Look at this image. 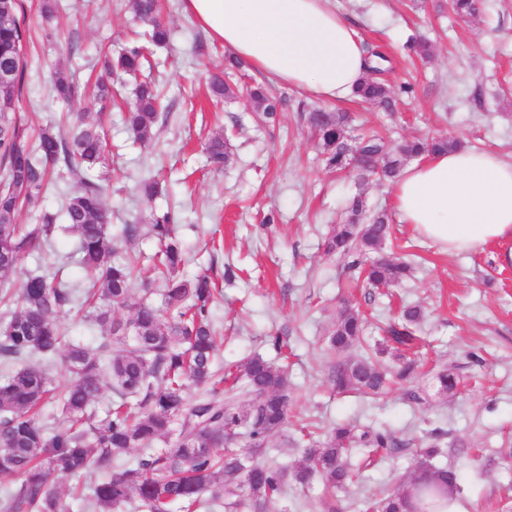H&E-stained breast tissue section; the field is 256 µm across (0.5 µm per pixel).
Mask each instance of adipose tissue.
<instances>
[{"label":"adipose tissue","instance_id":"obj_1","mask_svg":"<svg viewBox=\"0 0 512 512\" xmlns=\"http://www.w3.org/2000/svg\"><path fill=\"white\" fill-rule=\"evenodd\" d=\"M208 37L258 74L322 100H343L368 78L356 30L332 0H181ZM402 223L448 253L497 242L512 262V162L458 147L424 156L392 184Z\"/></svg>","mask_w":512,"mask_h":512}]
</instances>
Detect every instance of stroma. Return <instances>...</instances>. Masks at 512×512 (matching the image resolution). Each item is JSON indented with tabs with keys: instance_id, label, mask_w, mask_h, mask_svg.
<instances>
[{
	"instance_id": "1",
	"label": "stroma",
	"mask_w": 512,
	"mask_h": 512,
	"mask_svg": "<svg viewBox=\"0 0 512 512\" xmlns=\"http://www.w3.org/2000/svg\"><path fill=\"white\" fill-rule=\"evenodd\" d=\"M51 14H44V3ZM25 15L26 77L17 113L28 137L58 122L66 105L53 91L63 72L84 91L80 111L103 119L108 154L102 170L105 204L117 258L134 253L150 262L158 244L150 233L153 215L175 211L177 236L187 261L184 276L208 272L223 293L212 308L224 343L218 365L252 356L275 359L269 336L288 345V387L294 394L287 424L273 435L264 462L293 468L303 457L301 420L357 423L390 430L400 448L377 456L347 489L329 492L319 484L288 483L272 512H309L315 501L335 512H362L389 486L409 481L420 447L438 440L436 465L461 474L462 512H512V267H500L496 250L484 246L460 254L442 252L418 237L411 225L394 222L383 250L391 258L415 255L416 267L391 296L352 281L349 259L326 254L332 227L347 219L345 203L361 194L367 211L393 210L391 186L358 181L353 170L328 169L323 149L304 115L311 109L349 113L351 133L375 132L399 144L415 137L446 136L472 149L512 160V0H482L476 16L461 18L448 0H333L362 37L366 49L389 60L384 79L393 107L357 99L325 101L255 74L249 66L228 76L233 86H259L280 99L275 119L260 120L255 103L237 93L218 99L209 87L224 73L228 50L207 40L181 9L180 0H161L170 30L154 48L147 74L163 94L159 127L163 156L134 144L124 102L135 82L126 80L121 98L101 102L94 82L105 51L131 44L142 25L132 0H20ZM425 38L430 55L408 47ZM205 52H198V42ZM225 74V73H224ZM228 141L222 171L206 167L203 149L212 137ZM158 176L162 191L144 196L140 182ZM127 224L136 238L122 235ZM72 235L58 234L43 252L26 259L11 276L12 290L49 268L62 279L88 284L67 260ZM365 313L364 343L374 344L401 308L422 311L424 343L413 379L396 381L372 400L336 392L326 338L342 305ZM455 368L464 381L460 394L444 396L433 375Z\"/></svg>"
}]
</instances>
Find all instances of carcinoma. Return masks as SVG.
I'll return each instance as SVG.
<instances>
[{"instance_id": "obj_1", "label": "carcinoma", "mask_w": 512, "mask_h": 512, "mask_svg": "<svg viewBox=\"0 0 512 512\" xmlns=\"http://www.w3.org/2000/svg\"><path fill=\"white\" fill-rule=\"evenodd\" d=\"M11 13L0 15V71L12 73V82L0 88V475L14 476L20 484L0 506L3 512H76L55 487L53 476H92L90 493L78 497L81 512H115L137 503L142 512H169L174 503L182 512H199L207 500L235 498L234 506L249 512H270L282 494L286 470L257 460L269 438L288 419L293 399L288 392L286 367L254 356L224 369L215 365L219 336L211 305L216 283L206 274L185 278L184 263L170 213L152 219L150 232L161 245L154 273L161 304L136 299L132 276L138 257L114 258L107 220L104 188L92 172L105 161V135L97 122L82 112L69 113L75 121L66 129L49 126L31 140L16 116V93L24 80V21L19 0H10ZM134 10L148 25L145 36L155 45L169 38L158 18L157 0H134ZM145 48H125L108 64V72L126 75L141 71ZM356 91L366 102L392 106L386 85L377 78L378 66ZM58 99L72 108L80 87L56 73ZM259 111L271 119L278 102L261 90L249 91ZM160 91L144 81L128 104L126 122L134 141L157 145ZM306 121L318 137L326 166L338 172L353 165L360 175L393 180L404 161L425 153L446 150L456 142L446 138L391 145L378 135L353 138L342 112L315 109ZM207 162L216 168L229 157L224 140L214 137L206 146ZM75 178L76 190L65 201V230L77 239L75 262L90 277L79 289L50 270L30 275L21 292L10 293L9 278L24 260L44 249L60 226L43 214L40 224H19L16 217L26 205L34 206L51 182L54 168ZM348 208L352 219L334 226L325 240L329 254L361 259L352 267L374 288H389L413 270L408 261L382 256L391 233L385 213L365 215L364 200L356 194ZM77 309L81 320L100 328L95 345L74 341L58 321L59 314ZM129 308L123 321L116 311ZM421 310L407 307L387 336L358 356L352 348L364 329L359 313L341 308L329 334L327 352L339 355L333 366V384L339 391L356 390L377 396L387 376L407 379L416 367ZM388 356L397 368L387 371L380 357ZM37 358L40 364H32ZM70 374L54 378L56 359ZM437 392L454 395L457 376L446 370L436 376ZM196 388L187 398V390ZM112 403L99 413L96 403L104 390ZM53 405V423L41 421L45 406ZM245 439L251 451L239 453L234 445ZM163 447H155L156 443ZM401 447L390 433L371 426L336 423L324 438L304 449L302 466L292 479L305 487L313 481L329 489L342 488L357 476L351 464L360 448L376 454ZM139 451L133 461L131 451ZM438 445L418 452L417 466L436 475L428 483L408 481L375 497L366 512H442L448 493L460 491L459 475L437 467L432 459Z\"/></svg>"}]
</instances>
